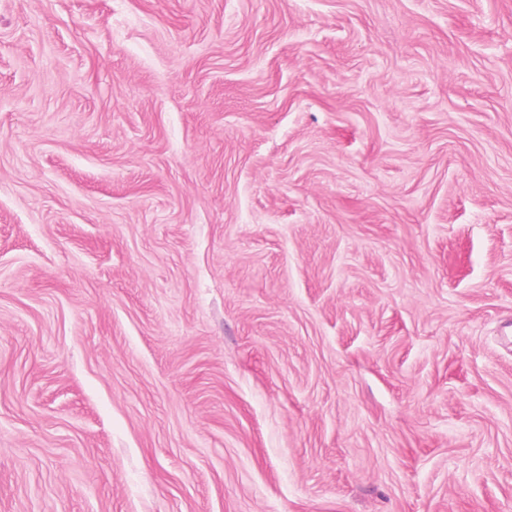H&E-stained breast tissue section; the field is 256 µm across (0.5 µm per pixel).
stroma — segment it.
I'll use <instances>...</instances> for the list:
<instances>
[{"label": "stroma", "mask_w": 512, "mask_h": 512, "mask_svg": "<svg viewBox=\"0 0 512 512\" xmlns=\"http://www.w3.org/2000/svg\"><path fill=\"white\" fill-rule=\"evenodd\" d=\"M0 512H512V0H0Z\"/></svg>", "instance_id": "obj_1"}]
</instances>
